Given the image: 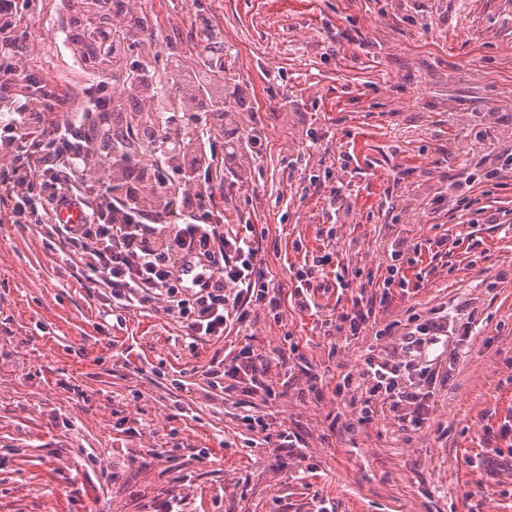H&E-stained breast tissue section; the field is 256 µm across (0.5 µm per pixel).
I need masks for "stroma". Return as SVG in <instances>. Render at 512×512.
Segmentation results:
<instances>
[{
  "instance_id": "1",
  "label": "stroma",
  "mask_w": 512,
  "mask_h": 512,
  "mask_svg": "<svg viewBox=\"0 0 512 512\" xmlns=\"http://www.w3.org/2000/svg\"><path fill=\"white\" fill-rule=\"evenodd\" d=\"M157 52L196 66L211 20L244 103L213 121L200 184L226 230L265 234L278 310L189 345L150 302L113 312L61 238L0 203V512H512V0H132ZM22 68L69 104L94 74L63 45V0H30ZM259 152L225 161L234 130ZM474 175L481 213L456 209ZM411 246L409 258H396ZM331 256L310 290L295 274ZM370 317L337 333L353 306ZM448 312L456 360L417 431L337 393L368 351L401 348L412 314ZM393 335H382L386 324ZM474 335L460 340L464 327ZM259 389L214 384L242 348ZM287 431L301 454H278Z\"/></svg>"
}]
</instances>
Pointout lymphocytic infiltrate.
<instances>
[{
    "mask_svg": "<svg viewBox=\"0 0 512 512\" xmlns=\"http://www.w3.org/2000/svg\"><path fill=\"white\" fill-rule=\"evenodd\" d=\"M28 0H0V94L10 93L16 118L11 128L10 161L0 165V188L13 198L15 223L40 221L61 208L78 205L86 214L81 224H55L72 254L87 258L86 278L109 288L118 309L138 307L155 300L182 319L193 342L224 334L228 318L246 325L248 308L263 304L277 307L281 288L267 278L261 256V236H241L225 231L223 218L213 206L214 193L193 181L174 187L172 164L187 144L183 131L193 120L190 112L174 109L170 99L153 83L138 87L137 95L147 111L142 124L121 128L111 124L120 111L121 99L103 89L84 90L83 109L68 113L67 102L57 89L40 82L19 65L27 50V35L20 28ZM113 23L99 28L90 12L75 13L68 38L85 36L80 52L84 68H96L112 57H142L155 27L146 12L131 9L130 0H101ZM206 41L200 65L190 88L196 100H212L213 85L224 74V53L218 30L205 27ZM23 86L28 94L13 96ZM61 112L65 118L52 131L35 133L30 112ZM142 138L152 147L154 165L140 184L127 180L131 170L130 143ZM98 151L112 159L108 181L85 180L74 184L89 157ZM41 178L47 192L44 201L32 202L34 178ZM192 260L201 282L190 285L181 276L185 260ZM448 331V318L440 314L424 318L403 337L404 357L395 361L375 353L364 358L359 376L344 375V388L359 390L366 405L362 420H369L375 401L400 412L406 428L420 429L426 421L425 387L435 371L422 357L428 337Z\"/></svg>",
    "mask_w": 512,
    "mask_h": 512,
    "instance_id": "f902f5d3",
    "label": "lymphocytic infiltrate"
}]
</instances>
